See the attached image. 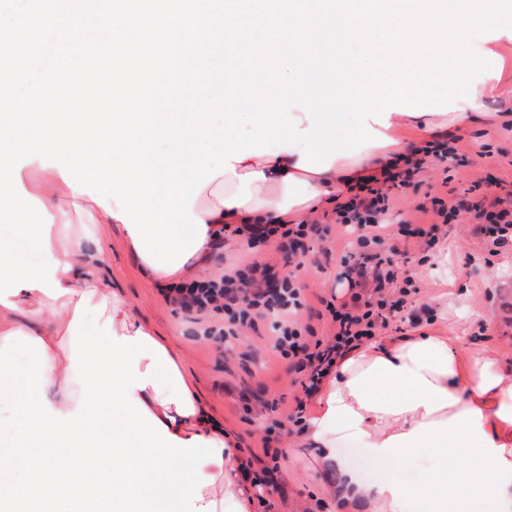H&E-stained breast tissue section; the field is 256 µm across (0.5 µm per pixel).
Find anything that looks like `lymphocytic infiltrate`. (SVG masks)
I'll use <instances>...</instances> for the list:
<instances>
[{
    "mask_svg": "<svg viewBox=\"0 0 512 512\" xmlns=\"http://www.w3.org/2000/svg\"><path fill=\"white\" fill-rule=\"evenodd\" d=\"M403 177L396 167L383 169L380 175L367 177L356 191L336 209V224L348 251L344 271L352 293L349 298L326 301L325 309L334 328L332 336L310 339L298 320L305 307L302 288L291 277H279L277 263L252 260L225 268L217 279L193 280L166 291L168 300L188 313L207 311L223 314L224 338L239 336L243 329L255 328L258 321L269 322L273 332L271 348L275 355L291 363L301 373L303 398L288 414L297 431L307 426L306 406L337 363L363 342L376 338L379 329L387 328L391 316L397 315L407 288L398 287V275L381 250L390 234L383 217L389 210L388 191ZM224 233L245 240L248 248L275 241L288 244L282 262L300 269L309 253L307 240L323 239L326 230L317 224H228ZM280 280L277 295L268 286Z\"/></svg>",
    "mask_w": 512,
    "mask_h": 512,
    "instance_id": "lymphocytic-infiltrate-1",
    "label": "lymphocytic infiltrate"
}]
</instances>
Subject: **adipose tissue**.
<instances>
[{
    "label": "adipose tissue",
    "instance_id": "obj_1",
    "mask_svg": "<svg viewBox=\"0 0 512 512\" xmlns=\"http://www.w3.org/2000/svg\"><path fill=\"white\" fill-rule=\"evenodd\" d=\"M498 91V79L477 83L473 104L414 122L422 138L436 136L472 122L482 97ZM413 149L402 139L368 147L321 173L298 168L296 149L247 156L199 193L192 212L206 236L195 256L211 262L224 225L297 224L333 207L340 186ZM40 194L48 208L113 221L89 195L73 192L57 168L43 169ZM89 234L84 228L51 241L55 279L66 293L50 310L36 306V289L0 304V340L22 334L38 350L23 377L0 360V392L18 395L28 420L13 442L15 457L0 462V512H59L64 498L74 512H100L103 500L110 512H253L233 438L213 422L174 350L110 291L105 257L86 251ZM92 305L104 315L106 348L67 353L63 324ZM315 401L309 429L323 449L353 440L390 470L429 449L430 476L419 487L403 489L391 474L372 486L347 482L346 491L366 499L371 512H471L476 502L512 512V372L492 348L460 354L440 334L381 336L340 361ZM178 462L193 466L191 478L176 474Z\"/></svg>",
    "mask_w": 512,
    "mask_h": 512
}]
</instances>
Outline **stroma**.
I'll list each match as a JSON object with an SVG mask.
<instances>
[{
	"instance_id": "stroma-1",
	"label": "stroma",
	"mask_w": 512,
	"mask_h": 512,
	"mask_svg": "<svg viewBox=\"0 0 512 512\" xmlns=\"http://www.w3.org/2000/svg\"><path fill=\"white\" fill-rule=\"evenodd\" d=\"M495 50L507 94L486 101L484 118L440 134V141L455 148V158H427L407 185L392 190L386 220L394 228L393 241H400L401 225L413 229L432 223L435 199L486 209L496 199L512 198V123L504 119L512 114V39L498 40ZM88 249L107 256L105 276L113 292L172 345L183 370L198 380L210 413L233 434L238 447L262 455L270 417L262 412L261 401L279 399L284 412L294 408L301 393L287 363L267 346L269 326L258 324L256 332L225 346L223 339L204 335L208 320L195 319L166 301L159 281L130 253L119 225H95ZM393 260L412 277L416 292L391 320L389 336L439 331L459 351L493 347L506 369H512V241L490 250L483 225L468 218L440 225L435 246L397 253ZM321 264V270L298 273L309 303L300 320L320 337L331 328L319 315L318 299L336 288L340 270L333 257ZM277 439L285 455L274 487L258 492L254 512H367L365 503L338 494L335 467L321 465L322 450L308 435L283 429Z\"/></svg>"
}]
</instances>
